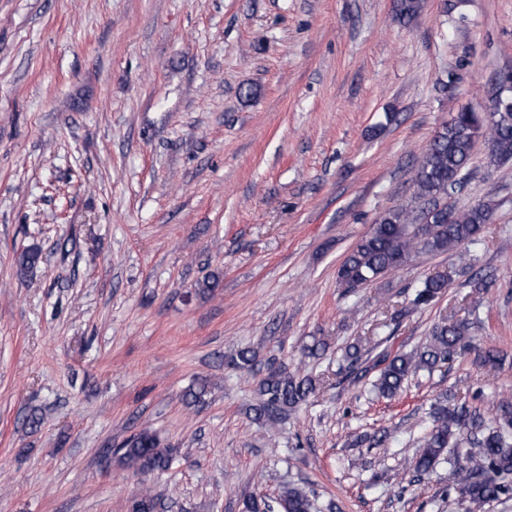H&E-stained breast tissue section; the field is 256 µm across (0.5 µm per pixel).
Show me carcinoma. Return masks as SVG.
<instances>
[{
    "label": "carcinoma",
    "instance_id": "obj_1",
    "mask_svg": "<svg viewBox=\"0 0 512 512\" xmlns=\"http://www.w3.org/2000/svg\"><path fill=\"white\" fill-rule=\"evenodd\" d=\"M423 0H395V18L403 23L416 19ZM488 106L458 110L442 125L422 150L412 177L410 203L388 210L371 225L342 261L337 277L340 285L355 290L402 267L414 249L444 253L475 241L491 221L493 208L478 200L463 207L448 204V194L459 192L467 182L474 143L482 138L488 144L490 162L500 167L512 160V73L493 83ZM39 260L36 249H27L16 258L17 274L23 275ZM441 275L426 278L411 301L418 308L432 303L447 287ZM471 322L465 319L436 324L425 344L412 353L376 355L378 368L375 390L394 397L408 377L434 372L470 348ZM258 352L246 347L229 359L240 369H251ZM316 389L315 380L275 368L260 380L255 416L275 424L288 409L305 401ZM209 393L205 381L184 394L188 406L201 403ZM486 419L468 407H450L437 401L432 411V428L418 448L414 460L417 478L430 473L440 461L449 464L448 493L468 503L469 512H483L494 501L512 499V404L494 403ZM466 433L470 448L448 456L449 445ZM174 460V449L161 444L153 432L143 429L113 451V461L135 472L165 471ZM158 498L146 490L134 498L130 512H157ZM309 494L299 488L284 487L270 503L266 497L251 495L243 501V512H312Z\"/></svg>",
    "mask_w": 512,
    "mask_h": 512
}]
</instances>
